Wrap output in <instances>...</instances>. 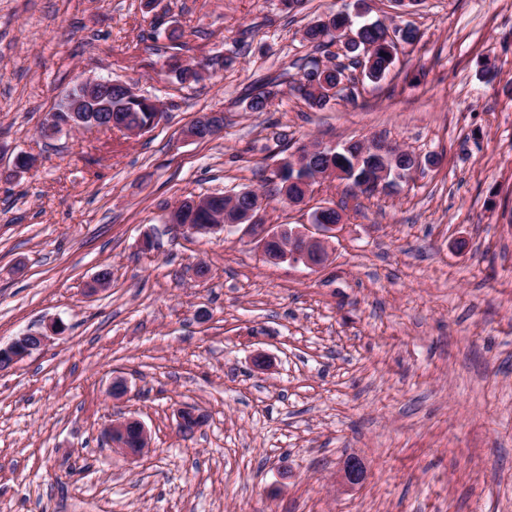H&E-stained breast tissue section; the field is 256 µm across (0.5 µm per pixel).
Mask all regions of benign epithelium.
I'll list each match as a JSON object with an SVG mask.
<instances>
[{
  "label": "benign epithelium",
  "mask_w": 512,
  "mask_h": 512,
  "mask_svg": "<svg viewBox=\"0 0 512 512\" xmlns=\"http://www.w3.org/2000/svg\"><path fill=\"white\" fill-rule=\"evenodd\" d=\"M112 87V80L88 78L77 85L78 93H68L61 102L60 111L69 114L66 122L59 123L51 117L44 130L51 135L63 129L98 128L94 118L87 113V104L101 89ZM260 206L251 212V220L244 225V233L255 241L263 257L274 263L301 264L305 268L317 271L328 262L331 239L337 237L343 224H300L293 227L281 224L273 229L264 223L259 213ZM282 238L288 239V246L277 256L269 253L272 242ZM61 326L51 324L46 333H23L15 337L6 347H0V358L9 360L14 365L32 353L41 350L49 342L50 335L60 333ZM108 441L114 450L129 457L143 453L149 445V436L145 426L135 418H126L110 424L106 429ZM348 482L357 484L364 478V467L360 460L351 458L345 466Z\"/></svg>",
  "instance_id": "7a95c632"
}]
</instances>
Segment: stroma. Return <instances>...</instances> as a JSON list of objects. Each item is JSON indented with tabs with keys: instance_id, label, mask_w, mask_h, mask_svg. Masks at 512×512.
<instances>
[{
	"instance_id": "35a3bbf8",
	"label": "stroma",
	"mask_w": 512,
	"mask_h": 512,
	"mask_svg": "<svg viewBox=\"0 0 512 512\" xmlns=\"http://www.w3.org/2000/svg\"><path fill=\"white\" fill-rule=\"evenodd\" d=\"M365 2L421 40L317 109L293 90L300 64L327 58L303 31L355 0H0V344L64 325L0 370V512H512V0ZM172 54L204 81L165 76ZM89 76L159 99L162 121L41 136ZM264 83L275 97L249 111ZM210 112L223 132L188 140ZM280 132L441 164L394 192L325 181L289 206L269 182ZM21 153L36 164L15 176ZM244 189L272 225L336 208L329 266L271 265L240 231L165 222ZM259 352L271 370H254ZM187 407L206 416L190 436ZM130 415L151 435L135 459L104 433Z\"/></svg>"
}]
</instances>
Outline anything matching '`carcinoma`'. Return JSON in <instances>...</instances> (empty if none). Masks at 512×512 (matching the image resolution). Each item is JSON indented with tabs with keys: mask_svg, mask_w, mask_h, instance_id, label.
I'll return each instance as SVG.
<instances>
[{
	"mask_svg": "<svg viewBox=\"0 0 512 512\" xmlns=\"http://www.w3.org/2000/svg\"><path fill=\"white\" fill-rule=\"evenodd\" d=\"M347 18L336 15L327 21H320L308 27L304 32V39L315 44L319 49H325L337 42L339 31L345 28ZM360 43L345 52L349 64L341 62L331 66L322 65L317 61L311 62L303 68L302 77L293 89L310 106L322 108L332 99L344 93L338 85L352 82L353 78L347 70L361 69V73L373 82L383 80L391 70L394 63L398 45H412L418 40V33L411 27L389 28L380 21L365 23L358 27ZM167 71L172 78L180 83H198L204 79L202 68L185 64L180 58L173 55L167 62ZM273 91L261 84L248 93V108L252 112H262L269 105ZM112 105V114L115 116H130L132 121L140 122L141 126L151 124L155 109L138 100L130 88L117 86L108 94ZM414 160L406 153L400 155L392 162L383 155L369 151L359 141H349L333 152L322 154L314 152L302 158L299 168L287 163L278 172L280 180L279 195L283 203H298L304 197L303 185L305 180L316 173H324L328 168L341 169L343 180L353 187L359 185L368 176V173L382 172L402 168L409 172L414 167ZM257 196L248 191L241 196L231 197L223 194H214L201 198L204 206L192 210L189 202H182V220L190 224H211L214 217L224 214V223L234 224L242 221L247 210L255 204Z\"/></svg>",
	"mask_w": 512,
	"mask_h": 512,
	"instance_id": "obj_1",
	"label": "carcinoma"
}]
</instances>
